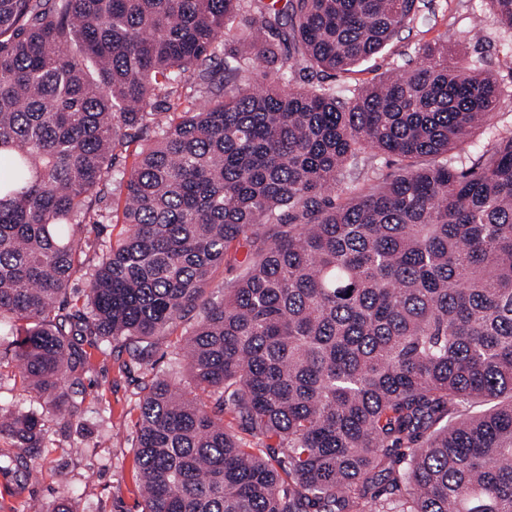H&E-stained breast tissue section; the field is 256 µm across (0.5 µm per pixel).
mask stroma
I'll use <instances>...</instances> for the list:
<instances>
[{"mask_svg": "<svg viewBox=\"0 0 512 512\" xmlns=\"http://www.w3.org/2000/svg\"><path fill=\"white\" fill-rule=\"evenodd\" d=\"M437 39L491 74L502 92L492 125L476 130L462 150L451 153L452 164L465 166L499 135L512 131V31L501 27L485 0H420L414 21L380 55L352 73H324L316 80L349 88L371 84L394 67L415 62L417 44ZM400 165L394 156L363 154L357 165L347 167L337 201H344L347 192H363L374 177ZM96 207L103 220L85 227L84 236L100 245L116 242L124 230L123 195L106 196ZM9 343V337L0 335V400L38 406L37 395L17 375ZM81 348L87 368L72 386L82 401L80 410L73 418H48L46 441L32 451L35 464L21 497L0 493V512H16L23 497L34 500L42 512H53L61 503L71 512H141L132 460L143 371L124 348L104 353L90 337Z\"/></svg>", "mask_w": 512, "mask_h": 512, "instance_id": "stroma-1", "label": "stroma"}]
</instances>
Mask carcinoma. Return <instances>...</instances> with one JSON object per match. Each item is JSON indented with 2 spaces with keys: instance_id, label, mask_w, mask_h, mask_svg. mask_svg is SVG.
<instances>
[{
  "instance_id": "1",
  "label": "carcinoma",
  "mask_w": 512,
  "mask_h": 512,
  "mask_svg": "<svg viewBox=\"0 0 512 512\" xmlns=\"http://www.w3.org/2000/svg\"><path fill=\"white\" fill-rule=\"evenodd\" d=\"M279 2L0 0V327L42 398L0 402L5 488L44 412L77 414L62 380L89 336L149 376L143 512H512V132L448 160L499 88L435 42L348 94L295 89L299 66L380 53L419 0ZM485 2L512 30V0ZM257 64L276 75L258 93ZM369 151L404 164L336 204ZM114 191L125 235L94 249L78 229ZM191 311L186 393L153 356ZM243 272V266L236 262L224 263L215 274V279L210 290L216 300L224 298V286L234 282Z\"/></svg>"
}]
</instances>
